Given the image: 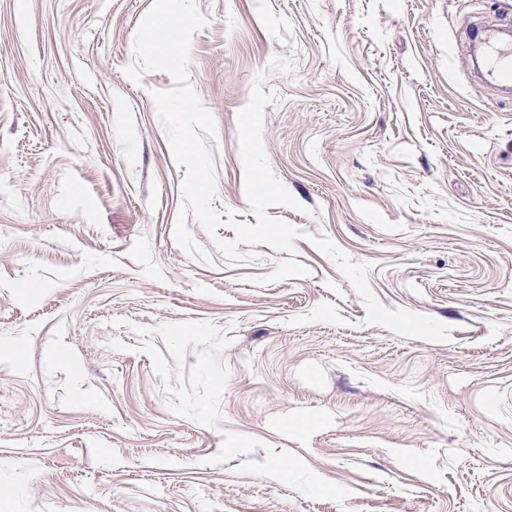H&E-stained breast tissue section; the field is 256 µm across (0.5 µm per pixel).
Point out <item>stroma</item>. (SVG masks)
I'll use <instances>...</instances> for the list:
<instances>
[{
    "instance_id": "1",
    "label": "stroma",
    "mask_w": 512,
    "mask_h": 512,
    "mask_svg": "<svg viewBox=\"0 0 512 512\" xmlns=\"http://www.w3.org/2000/svg\"><path fill=\"white\" fill-rule=\"evenodd\" d=\"M153 0H0V512H512V94L473 72L512 0H197L218 211L256 224L238 114L366 265L174 240L185 169L125 73ZM276 57L287 73L268 72Z\"/></svg>"
}]
</instances>
